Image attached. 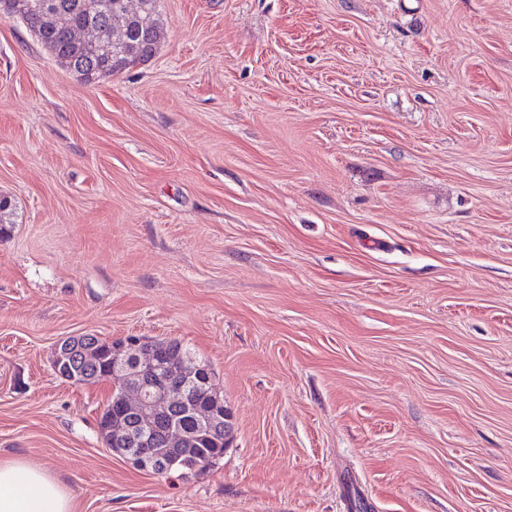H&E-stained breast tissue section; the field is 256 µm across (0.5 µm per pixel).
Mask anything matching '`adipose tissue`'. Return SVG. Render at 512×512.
Wrapping results in <instances>:
<instances>
[{"mask_svg": "<svg viewBox=\"0 0 512 512\" xmlns=\"http://www.w3.org/2000/svg\"><path fill=\"white\" fill-rule=\"evenodd\" d=\"M0 512H74V505L60 480L16 458L0 461Z\"/></svg>", "mask_w": 512, "mask_h": 512, "instance_id": "obj_1", "label": "adipose tissue"}]
</instances>
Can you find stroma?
Returning a JSON list of instances; mask_svg holds the SVG:
<instances>
[{"instance_id": "obj_1", "label": "stroma", "mask_w": 512, "mask_h": 512, "mask_svg": "<svg viewBox=\"0 0 512 512\" xmlns=\"http://www.w3.org/2000/svg\"><path fill=\"white\" fill-rule=\"evenodd\" d=\"M88 84L0 19V460L75 512H512V0H161ZM175 340L233 416L164 477L69 336Z\"/></svg>"}]
</instances>
